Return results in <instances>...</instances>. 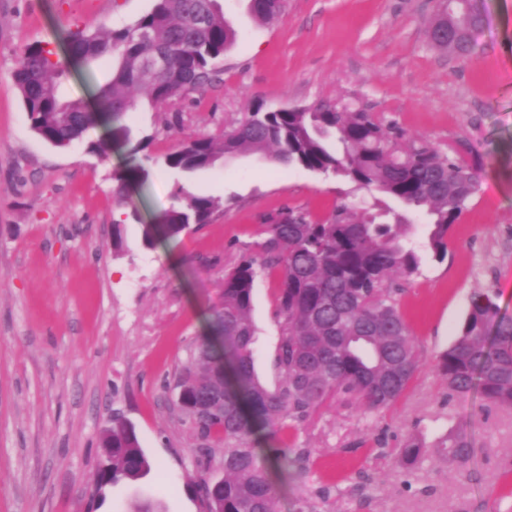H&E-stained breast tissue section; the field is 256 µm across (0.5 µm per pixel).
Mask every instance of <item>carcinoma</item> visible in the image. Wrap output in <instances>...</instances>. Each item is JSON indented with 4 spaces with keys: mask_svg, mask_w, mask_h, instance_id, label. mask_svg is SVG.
I'll list each match as a JSON object with an SVG mask.
<instances>
[{
    "mask_svg": "<svg viewBox=\"0 0 512 512\" xmlns=\"http://www.w3.org/2000/svg\"><path fill=\"white\" fill-rule=\"evenodd\" d=\"M285 8L286 0L247 5L251 18L262 24L275 21ZM479 29L474 0H441L428 25L432 45L461 62L476 53ZM235 40L217 0H155L134 24L105 35L79 27L61 33L56 44L65 63L53 59L55 52L44 44L27 46L12 77L32 129L46 142L66 147L89 126H107L105 138L88 144V150L101 156L113 147L125 151V164L112 171V181L126 204L132 201L130 190L144 185L154 167L192 174L222 159L254 155L373 187L404 209L393 213L392 224L375 222L373 212L383 210L377 201L367 207L341 202L322 222L300 209H281L283 223L262 225L260 240L249 246L256 255L224 274L204 331L178 373L177 410L199 441L196 452L209 457L212 442L224 441V480L196 482L210 512H275L271 470L286 479L299 475L304 456L286 448L263 455L258 436L285 422H305L331 397H351L365 411L399 400L415 377L418 358L387 282L394 273L419 275L428 254L445 258L449 234L479 191L480 175L479 168L428 144L401 148L392 128L365 109L323 103L292 111L258 107L218 137L189 136L160 157L148 153L150 139H134L126 124L136 106L131 91L142 89L151 104L173 108L183 94L217 78V64ZM161 51L169 54V67L145 77V60ZM100 59L112 61V81L97 94L98 104L63 99L60 78L68 68ZM217 205L210 196L179 192L169 208L140 225L143 244L152 248L193 224L209 223ZM409 212L424 217L425 224L415 228ZM276 268L282 274L276 304L280 380L269 389L254 369L257 328L251 311L259 271ZM439 366L448 397L475 391L494 406L512 408V318L502 315L489 295L474 297ZM433 447L461 463L473 453L462 423ZM101 448V484L137 480L151 469L135 429L119 416L102 436ZM426 448L424 439L412 438L401 454L417 467Z\"/></svg>",
    "mask_w": 512,
    "mask_h": 512,
    "instance_id": "cac0c4a2",
    "label": "carcinoma"
}]
</instances>
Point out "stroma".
Instances as JSON below:
<instances>
[{"instance_id": "35a3bbf8", "label": "stroma", "mask_w": 512, "mask_h": 512, "mask_svg": "<svg viewBox=\"0 0 512 512\" xmlns=\"http://www.w3.org/2000/svg\"><path fill=\"white\" fill-rule=\"evenodd\" d=\"M237 40L218 82L180 100L182 124L139 98L127 123L149 151L237 127L255 108L319 103L364 108L402 132L403 144L480 164V190L455 224L445 259L392 276L419 369L389 409L330 399L313 419L261 439L303 449L307 476L278 481L277 512H493L512 503V409L478 395L449 399L438 356L471 299L492 295L512 317V0H481L487 22L461 63L427 33L439 0H288L272 25L245 0H219ZM154 0H0V512H204L194 482L223 476V450L200 462L174 408L175 378L200 335L220 281L243 259L264 218L291 206L316 219L337 202L371 200L355 183L243 156L193 174L153 169L124 204L112 171L122 152L88 153L102 134L60 148L31 128L12 71L17 52L54 43L60 29H119ZM99 60L70 71L69 99L89 100L111 78ZM219 201L209 224L143 245L139 220L168 208L177 188ZM279 271L255 284V368L267 387L280 327ZM131 422L151 462L136 481L99 485L100 440L113 415ZM465 423L472 459L438 448L415 471L397 455Z\"/></svg>"}]
</instances>
